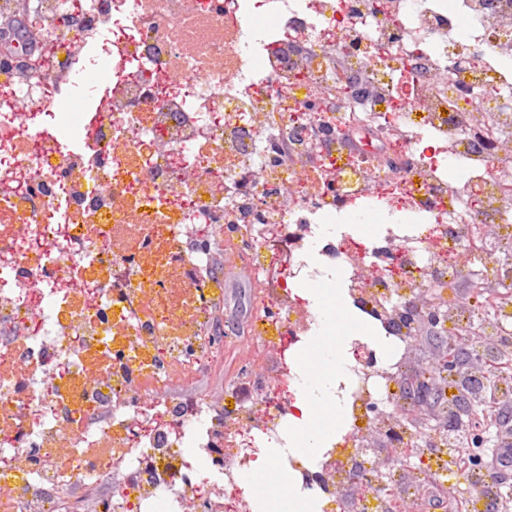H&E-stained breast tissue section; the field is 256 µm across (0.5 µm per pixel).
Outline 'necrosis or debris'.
Returning <instances> with one entry per match:
<instances>
[{"mask_svg": "<svg viewBox=\"0 0 512 512\" xmlns=\"http://www.w3.org/2000/svg\"><path fill=\"white\" fill-rule=\"evenodd\" d=\"M66 3L31 0L48 66L0 68V512H63L66 497L77 512H224L255 456L231 435L278 437L297 410L196 388L224 370L216 234L258 213L286 241L277 274L258 237L243 248L288 335L283 377L298 382L317 329L301 283L335 266L395 348L350 367L341 427L288 468L319 512H392L366 440L417 439L391 410L404 304L473 270L500 287L476 353L512 334V0H86L61 29ZM464 46L478 65L451 69ZM172 73L182 83L162 90ZM325 94L321 125L308 105ZM391 143L406 157L394 171L379 165ZM313 166L325 180L295 196ZM357 200L395 220L372 245L402 250L393 274L322 230ZM147 394L164 419L141 434Z\"/></svg>", "mask_w": 512, "mask_h": 512, "instance_id": "4bbe7bcc", "label": "necrosis or debris"}]
</instances>
